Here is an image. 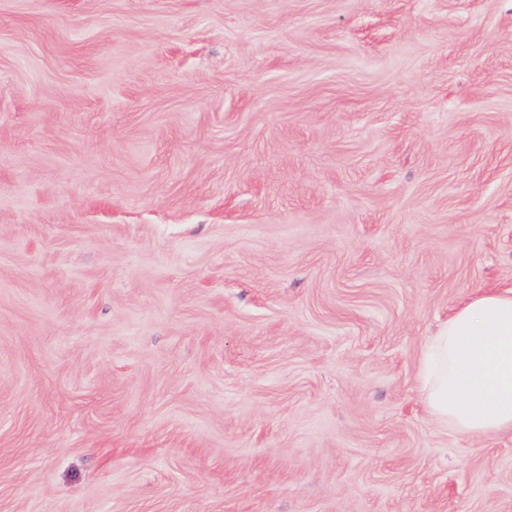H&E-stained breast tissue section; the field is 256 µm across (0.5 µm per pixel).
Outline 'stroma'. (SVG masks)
<instances>
[{"label": "stroma", "instance_id": "1", "mask_svg": "<svg viewBox=\"0 0 512 512\" xmlns=\"http://www.w3.org/2000/svg\"><path fill=\"white\" fill-rule=\"evenodd\" d=\"M506 288L512 0H0V512H512ZM418 378L428 411L458 432L512 431V290L448 316L423 346Z\"/></svg>", "mask_w": 512, "mask_h": 512}]
</instances>
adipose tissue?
<instances>
[{"label":"adipose tissue","instance_id":"1","mask_svg":"<svg viewBox=\"0 0 512 512\" xmlns=\"http://www.w3.org/2000/svg\"><path fill=\"white\" fill-rule=\"evenodd\" d=\"M418 378L428 411L458 432L512 431V290L454 311L427 338Z\"/></svg>","mask_w":512,"mask_h":512}]
</instances>
